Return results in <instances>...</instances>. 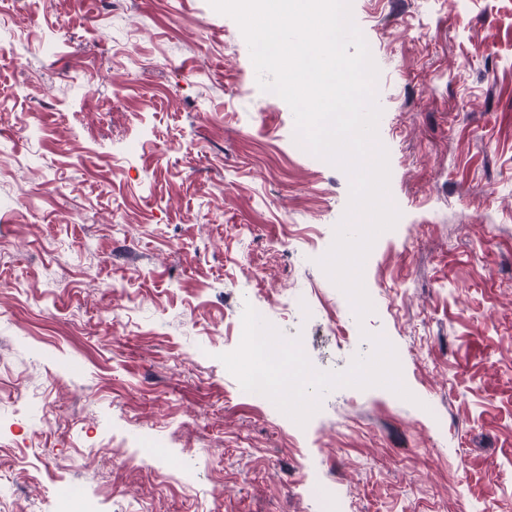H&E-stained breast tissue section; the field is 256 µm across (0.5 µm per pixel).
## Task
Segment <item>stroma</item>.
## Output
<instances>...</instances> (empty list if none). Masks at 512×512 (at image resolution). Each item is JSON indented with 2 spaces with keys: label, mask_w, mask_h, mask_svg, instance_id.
I'll use <instances>...</instances> for the list:
<instances>
[{
  "label": "stroma",
  "mask_w": 512,
  "mask_h": 512,
  "mask_svg": "<svg viewBox=\"0 0 512 512\" xmlns=\"http://www.w3.org/2000/svg\"><path fill=\"white\" fill-rule=\"evenodd\" d=\"M400 213L357 318L319 264L350 175L209 0H0V512H512V0H353ZM404 392L309 421L252 311ZM249 322H250L251 330H248L247 340H248V345H249V348H250L252 354L258 356L257 354L259 351L257 349V345H256L254 336H257L260 334L265 336V348H264L263 352H266L268 354H270L271 352H275L277 350L278 346L281 344V342H280L279 336H277L275 331L269 327L265 310L256 309L252 313ZM254 322H259V323L263 322V327L262 328H254L253 327ZM376 356L365 369L354 375L338 380L343 386L361 384H385L394 390H405L404 380L398 371L400 352L386 339L377 337L373 340ZM245 391L254 399L260 402H270L277 400L283 394V390L274 393L271 391L268 376L264 367L249 372L243 380Z\"/></svg>",
  "instance_id": "35a3bbf8"
}]
</instances>
